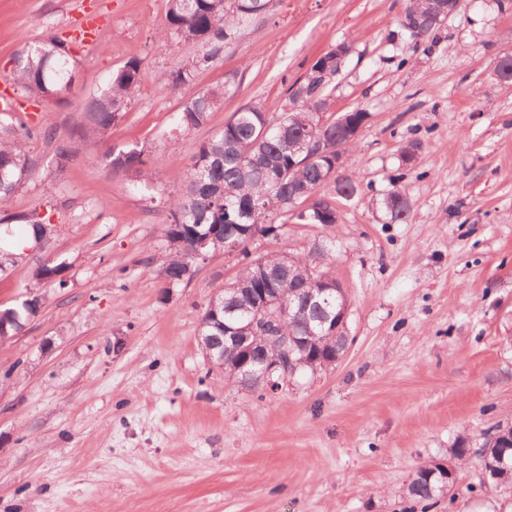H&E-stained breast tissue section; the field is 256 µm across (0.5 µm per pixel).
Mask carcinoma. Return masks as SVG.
<instances>
[{
	"mask_svg": "<svg viewBox=\"0 0 512 512\" xmlns=\"http://www.w3.org/2000/svg\"><path fill=\"white\" fill-rule=\"evenodd\" d=\"M269 0H167L168 32L205 51L191 63L162 76L168 89L191 84L200 70L219 61L224 45L233 38L238 27L264 15ZM431 0H409L405 16L416 17L418 31L408 30L414 46L430 38L439 25L432 22ZM80 44L73 38L64 40L47 35L36 47L23 48L14 56L13 81L35 101L56 99L61 88L72 80L74 55L66 47ZM344 63L336 61V50L319 57L305 74L289 87L292 110L271 116L256 105H247L233 113L224 129L214 138L197 146L187 173L188 186L182 197L169 207L166 236L170 252L163 260L162 273L167 283L178 284L193 274L194 244L200 237L213 235L209 252L224 250V225L243 224V233L251 237L273 235L271 225L278 222L320 224L328 228L337 221L336 185L328 177L331 160L336 158V145L347 139V130L367 116L358 109L338 115L332 122H321L326 107L328 88ZM142 61H127L112 74L99 95L83 106L86 123L78 132L82 141L108 133L125 110L142 79ZM493 78L503 84L512 82V56L502 55L494 67ZM233 89L230 82L223 87L200 90L183 104L177 124L196 129L209 122L211 113L224 105V96ZM20 137L0 142V208L24 183L30 172L29 158L23 141L48 136L42 126L16 119ZM301 163L288 183V161ZM132 171L140 184L151 183L149 163L137 151L122 152L112 159V170ZM382 205L394 223L408 220L411 205L398 188L385 194ZM332 243L323 240L312 245L304 256L295 257L296 272L288 274L282 264L283 254L266 255L267 278L285 303L290 305L282 327L290 336L306 343L295 356L333 353L344 357L345 342L340 336L326 332L321 322L349 303L345 290L337 289L329 301L307 305L308 294L297 287V273L311 267L327 281L336 284L330 268ZM62 268L48 264L32 268L37 282L58 280ZM41 295L32 293L18 309L0 310V335L15 336L24 328L31 309ZM480 465L488 481L495 486H512V423H500L485 433L479 448ZM452 488L443 478V464L436 461L417 466L407 485L406 497L428 507L437 503Z\"/></svg>",
	"mask_w": 512,
	"mask_h": 512,
	"instance_id": "cac0c4a2",
	"label": "carcinoma"
}]
</instances>
